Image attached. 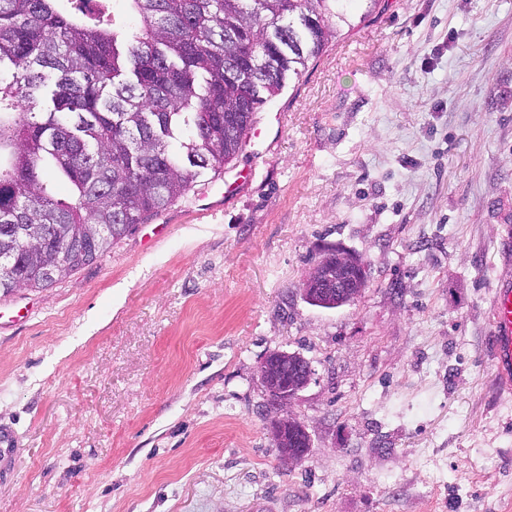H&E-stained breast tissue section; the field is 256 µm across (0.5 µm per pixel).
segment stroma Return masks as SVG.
<instances>
[{
  "mask_svg": "<svg viewBox=\"0 0 512 512\" xmlns=\"http://www.w3.org/2000/svg\"><path fill=\"white\" fill-rule=\"evenodd\" d=\"M512 0H359L223 174L0 295V512H512ZM369 268L310 305L324 248ZM300 354L290 470L258 373ZM491 354L499 381L512 383V280H502L492 301Z\"/></svg>",
  "mask_w": 512,
  "mask_h": 512,
  "instance_id": "35a3bbf8",
  "label": "stroma"
}]
</instances>
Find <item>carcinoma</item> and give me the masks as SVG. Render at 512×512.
<instances>
[{
  "instance_id": "1",
  "label": "carcinoma",
  "mask_w": 512,
  "mask_h": 512,
  "mask_svg": "<svg viewBox=\"0 0 512 512\" xmlns=\"http://www.w3.org/2000/svg\"><path fill=\"white\" fill-rule=\"evenodd\" d=\"M110 2L0 0V68H12L0 73V226L23 225L0 259L3 294L70 276L221 173L349 0H127L131 28ZM304 297L342 306L330 282ZM269 366V380L300 385L301 357ZM275 428L279 453L305 456L298 422Z\"/></svg>"
}]
</instances>
